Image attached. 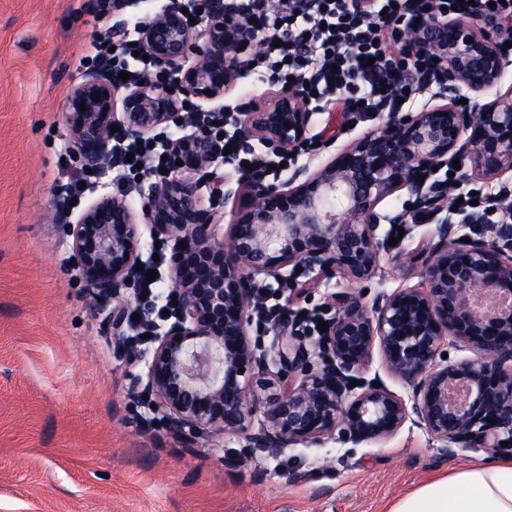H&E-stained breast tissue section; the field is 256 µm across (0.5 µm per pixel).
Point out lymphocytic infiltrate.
<instances>
[{
  "label": "lymphocytic infiltrate",
  "mask_w": 512,
  "mask_h": 512,
  "mask_svg": "<svg viewBox=\"0 0 512 512\" xmlns=\"http://www.w3.org/2000/svg\"><path fill=\"white\" fill-rule=\"evenodd\" d=\"M440 19L454 18L463 7L481 24L503 27L512 36V0H426ZM225 9L256 19L269 39L253 73L275 87L302 86L311 104L338 108L350 123L369 122L383 112L410 111L440 68L428 53L406 58L396 50L401 29L415 22L405 0H224ZM216 152L215 168L257 164L256 154L226 131L225 123L208 126ZM169 132L142 141L116 137L125 178L159 172L171 155ZM460 211L476 224L512 223V184L490 192L462 194Z\"/></svg>",
  "instance_id": "1"
}]
</instances>
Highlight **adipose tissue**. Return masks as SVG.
<instances>
[{
  "label": "adipose tissue",
  "mask_w": 512,
  "mask_h": 512,
  "mask_svg": "<svg viewBox=\"0 0 512 512\" xmlns=\"http://www.w3.org/2000/svg\"><path fill=\"white\" fill-rule=\"evenodd\" d=\"M390 512H512V460L460 467L399 500Z\"/></svg>",
  "instance_id": "obj_1"
}]
</instances>
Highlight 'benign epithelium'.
<instances>
[{"label": "benign epithelium", "instance_id": "benign-epithelium-1", "mask_svg": "<svg viewBox=\"0 0 512 512\" xmlns=\"http://www.w3.org/2000/svg\"><path fill=\"white\" fill-rule=\"evenodd\" d=\"M149 4L116 0L107 37L135 36L151 70L173 81L119 83L101 65L80 76L66 102L70 157L101 175L116 170L112 128L140 140L160 127L194 126L181 103L198 114L224 106L248 66L241 55L254 60L265 49L257 29L225 13L224 0H208L195 23L178 0ZM408 5L421 22L401 32L398 51H428L444 70L409 121L391 113L315 168L296 160L286 173L235 169L219 180L197 130L161 178L147 173L113 194L97 184L77 212L58 195L71 267L90 308L116 353L143 367L129 375L131 399L188 441L240 435L247 447L278 456L325 438L354 448L383 442L409 425L443 457L458 448L512 454V224L467 223L446 204L440 178L455 160L500 177L512 171V91L496 94L512 56L498 32L479 33L465 15L444 22L423 11V0ZM463 97L472 106L459 108ZM305 100L299 86L253 99L236 118L237 138L300 157L314 116ZM393 196L435 220L422 242L426 287L383 291L370 303L360 292H327L318 312L327 331L309 336L293 306L333 272L357 282L375 277L381 251L406 220L387 205ZM228 203L232 221L222 233ZM157 240L172 244L170 319L141 348L127 339L126 291ZM271 280L292 285L288 327L272 321L268 339L257 340L255 309ZM470 347L478 358L460 355ZM376 353L384 374L371 376Z\"/></svg>", "mask_w": 512, "mask_h": 512}]
</instances>
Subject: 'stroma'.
<instances>
[{"label":"stroma","mask_w":512,"mask_h":512,"mask_svg":"<svg viewBox=\"0 0 512 512\" xmlns=\"http://www.w3.org/2000/svg\"><path fill=\"white\" fill-rule=\"evenodd\" d=\"M90 0H0V512H388L408 493L489 453L440 457L402 429L381 445L298 444L277 457L242 437L184 441L143 429L119 357L70 268L55 210L67 161L65 103L97 35ZM335 109L311 134L343 146L366 132ZM430 222L384 250L375 296L423 286L415 253Z\"/></svg>","instance_id":"stroma-1"}]
</instances>
